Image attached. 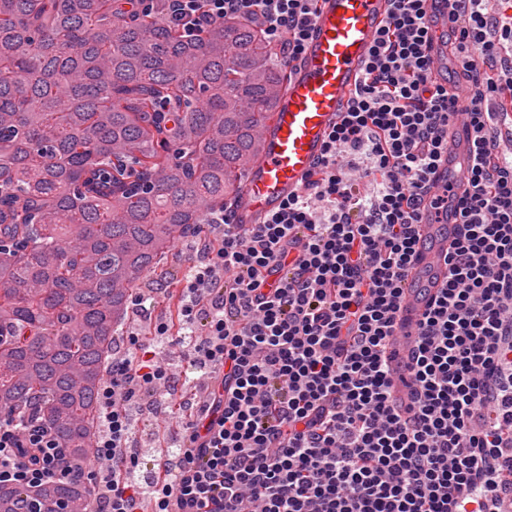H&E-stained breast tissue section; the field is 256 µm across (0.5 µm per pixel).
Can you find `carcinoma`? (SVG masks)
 <instances>
[{
	"label": "carcinoma",
	"instance_id": "cac0c4a2",
	"mask_svg": "<svg viewBox=\"0 0 512 512\" xmlns=\"http://www.w3.org/2000/svg\"><path fill=\"white\" fill-rule=\"evenodd\" d=\"M285 80L249 19L187 34L161 4L0 0V420L89 456L132 295L230 209ZM91 500L79 479L0 486V512Z\"/></svg>",
	"mask_w": 512,
	"mask_h": 512
}]
</instances>
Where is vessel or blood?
<instances>
[{
  "mask_svg": "<svg viewBox=\"0 0 512 512\" xmlns=\"http://www.w3.org/2000/svg\"><path fill=\"white\" fill-rule=\"evenodd\" d=\"M450 14V0H428L430 78L442 85H449L448 64L456 59L448 41ZM389 18L390 0H315L305 51L299 62L288 67L278 107L263 132L261 154L245 166L244 186L233 206L234 223H263L288 195L303 189L324 153L329 133L360 84L374 40ZM449 87L456 109L467 110L471 103L468 89L460 84ZM473 150L470 127L449 122L448 149L430 181L431 194H447L448 200L442 208L427 207L420 213L418 240L390 348L393 397L403 409L411 405L415 392L407 367L416 329L444 284L445 258L459 233L458 201L468 188Z\"/></svg>",
  "mask_w": 512,
  "mask_h": 512,
  "instance_id": "obj_1",
  "label": "vessel or blood"
}]
</instances>
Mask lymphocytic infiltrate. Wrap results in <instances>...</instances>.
<instances>
[{
	"instance_id": "lymphocytic-infiltrate-1",
	"label": "lymphocytic infiltrate",
	"mask_w": 512,
	"mask_h": 512,
	"mask_svg": "<svg viewBox=\"0 0 512 512\" xmlns=\"http://www.w3.org/2000/svg\"><path fill=\"white\" fill-rule=\"evenodd\" d=\"M426 0H391L356 97L329 136L315 179L264 223L216 213L217 237L177 291L189 364L211 392L183 421L173 470L150 486L124 451L129 409L159 391L171 369L151 343L154 323L131 334L136 360L114 361L99 391L104 426L93 458L105 491L91 512H496L512 498V155L483 104L512 85V21L488 0H453L450 35L473 90L471 191L448 278L425 313L409 376V410L391 396L386 350L417 241L429 176L448 146L456 111L430 82ZM171 25L202 32L228 18L256 21L285 63L298 61L313 0H164ZM53 435L0 422V484L37 488L73 475Z\"/></svg>"
}]
</instances>
